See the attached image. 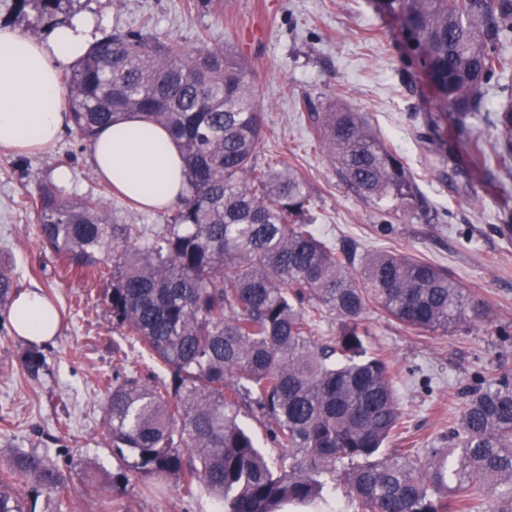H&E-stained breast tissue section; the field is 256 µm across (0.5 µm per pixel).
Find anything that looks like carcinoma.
<instances>
[{"instance_id": "cac0c4a2", "label": "carcinoma", "mask_w": 512, "mask_h": 512, "mask_svg": "<svg viewBox=\"0 0 512 512\" xmlns=\"http://www.w3.org/2000/svg\"><path fill=\"white\" fill-rule=\"evenodd\" d=\"M75 0H14L53 22ZM402 23L425 79L453 114L457 135L484 107V88L512 68V0H382ZM65 102L80 139L139 112L179 143L186 195L167 223L114 224L93 195L49 181L22 197L42 248L79 279L108 283L112 323L136 337L169 379L129 374L108 389L105 435L119 468L100 484L123 490L157 477L189 495L199 485L222 512H278L343 486L356 512H487L488 486L509 487L512 512V379L472 392L427 447L403 448L397 375L369 352L368 316L419 336L474 327L486 303L448 269L381 250L357 257L314 224L319 197L285 155L260 156L263 118L246 65L220 47L115 29L65 74ZM494 140L472 141L474 162L512 169V88L501 86ZM314 144L364 201L429 220L413 175L370 117L341 104L307 113ZM17 295L0 269V308ZM336 336L323 338L325 314ZM37 378L35 346L20 357ZM268 422L280 451L269 465L238 420L242 407ZM395 447L390 448L388 444ZM59 504L70 486L36 449L0 468V512H28L15 480Z\"/></svg>"}]
</instances>
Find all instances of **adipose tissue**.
<instances>
[{"instance_id": "adipose-tissue-1", "label": "adipose tissue", "mask_w": 512, "mask_h": 512, "mask_svg": "<svg viewBox=\"0 0 512 512\" xmlns=\"http://www.w3.org/2000/svg\"><path fill=\"white\" fill-rule=\"evenodd\" d=\"M95 19L79 15L48 40L0 25V148L20 155L51 147L69 123L62 70L94 43ZM100 181L145 210H170L184 195L187 170L176 140L130 112L102 129L90 146ZM15 334L32 342L56 336L61 318L40 290L21 293L9 308Z\"/></svg>"}]
</instances>
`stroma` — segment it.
Returning a JSON list of instances; mask_svg holds the SVG:
<instances>
[{
    "mask_svg": "<svg viewBox=\"0 0 512 512\" xmlns=\"http://www.w3.org/2000/svg\"><path fill=\"white\" fill-rule=\"evenodd\" d=\"M73 15L90 14L97 33L149 25L196 49L200 35L243 58L264 115L263 154L292 156L320 197L318 222L331 238L349 240L358 253L386 249L448 268L483 299L490 318L480 327L418 336L377 317L368 325L372 347L399 377L400 410L410 435L429 439L448 426V414L477 385L512 375V174L476 166L468 141L492 140L502 101L487 86L485 107L466 135L453 138L452 154L439 147L435 121L444 104L420 74L397 18L376 0H223L211 10L188 0H78ZM344 90V103L369 113L413 174L438 220L389 216L362 201L315 147L301 103L318 110ZM66 194L103 198L113 222L162 224L166 215L137 208L110 192L95 175L90 147L65 130L43 153L16 156L0 150V265L12 269L20 289L42 288L58 309L62 329L44 342L48 372L32 380L19 358L27 341L0 321V466L17 450H49L69 478L62 512H97L90 478L115 469L104 440L102 382L113 372L147 377L152 363L134 338L119 335L99 295L66 276L42 251L33 217L18 201L56 178ZM108 512H216L205 487L187 496L157 479L132 480L108 495Z\"/></svg>",
    "mask_w": 512,
    "mask_h": 512,
    "instance_id": "35a3bbf8",
    "label": "stroma"
}]
</instances>
